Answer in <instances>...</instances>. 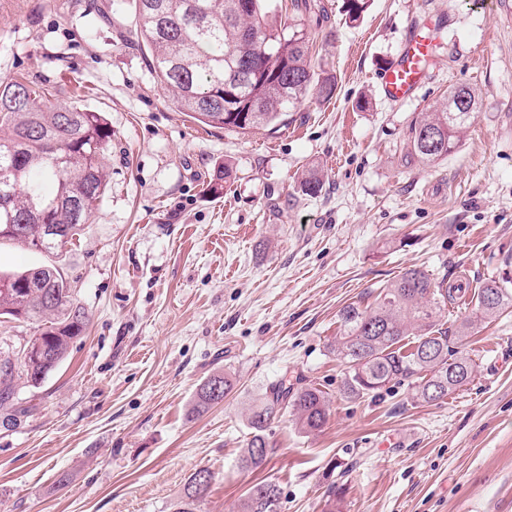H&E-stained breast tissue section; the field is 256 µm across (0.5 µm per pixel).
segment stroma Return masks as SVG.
<instances>
[{
  "instance_id": "stroma-1",
  "label": "stroma",
  "mask_w": 512,
  "mask_h": 512,
  "mask_svg": "<svg viewBox=\"0 0 512 512\" xmlns=\"http://www.w3.org/2000/svg\"><path fill=\"white\" fill-rule=\"evenodd\" d=\"M342 3L277 0L337 89L242 134L191 121L160 89L135 0H0V82L43 83L54 103L81 92L112 127L81 236L51 252L0 241V271L56 267L88 316L65 360L36 385L16 375L0 405V512H171L199 468L213 475L202 512H238L262 480L280 512H322L339 460L345 512H512V309L475 322L471 380L431 404L405 384L345 396L329 347L340 309L403 268L474 292L512 253V8L372 0L349 23ZM415 27L433 40L428 76L388 100L381 78ZM462 83L483 98L460 147L411 161L410 124ZM35 331L0 316V357L21 362ZM216 372L232 392L190 415ZM284 375L327 394L328 420L311 434L272 421L268 464L240 469L250 408Z\"/></svg>"
}]
</instances>
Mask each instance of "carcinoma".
Here are the masks:
<instances>
[{
	"label": "carcinoma",
	"instance_id": "obj_1",
	"mask_svg": "<svg viewBox=\"0 0 512 512\" xmlns=\"http://www.w3.org/2000/svg\"><path fill=\"white\" fill-rule=\"evenodd\" d=\"M138 29L152 73L160 88L175 98L191 120L212 128L244 133L256 127L282 125L288 113L308 96L330 100L336 91L333 76H320L308 62L310 33L278 20L275 0H252L241 12L238 0H136ZM369 0H343L346 19L356 22ZM252 63L263 79L235 84L237 67ZM231 86L233 97H224ZM473 113L447 109L421 113L410 125V157L431 164L448 157L461 143ZM112 128L101 112L78 101L49 104L45 89L32 82L0 84V240L16 241L30 250L61 248L80 235L98 210L109 183L106 153ZM40 213L50 224L65 227L63 237L50 239L44 224L29 220ZM9 224L24 225L17 237ZM496 289V300L486 293ZM468 289L437 281L418 268H407L380 287L372 301L351 302L340 310L339 336L330 349L347 365L343 393L376 394L390 384L413 386L417 400L434 403L467 384L474 373L465 353L471 319L463 320L455 335L439 328L438 317L447 304ZM476 312L491 319L512 308V255L503 260L499 277L485 283L475 298ZM44 321L29 341L40 347L56 368L67 356L70 341L86 320L74 302L72 288L51 266L21 272L0 271V316ZM15 365L0 363V404L9 400ZM220 383V398L232 391L222 373L199 387L190 410L200 415L218 404L210 386ZM325 393L297 387L281 378L256 399L249 416L251 437L239 460L243 469L263 467L274 453L266 429L286 412L305 433L320 430L327 420ZM335 463L326 474L323 512H344L343 472ZM213 476L198 469L187 479L171 504V512H201ZM280 500L271 481L253 485L241 512H269L268 499Z\"/></svg>",
	"mask_w": 512,
	"mask_h": 512
}]
</instances>
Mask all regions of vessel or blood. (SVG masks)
<instances>
[{
    "label": "vessel or blood",
    "instance_id": "b4317fda",
    "mask_svg": "<svg viewBox=\"0 0 512 512\" xmlns=\"http://www.w3.org/2000/svg\"><path fill=\"white\" fill-rule=\"evenodd\" d=\"M430 56V43L418 31H411L403 41L397 63L386 71L383 92L387 99H409L425 76L424 65Z\"/></svg>",
    "mask_w": 512,
    "mask_h": 512
}]
</instances>
